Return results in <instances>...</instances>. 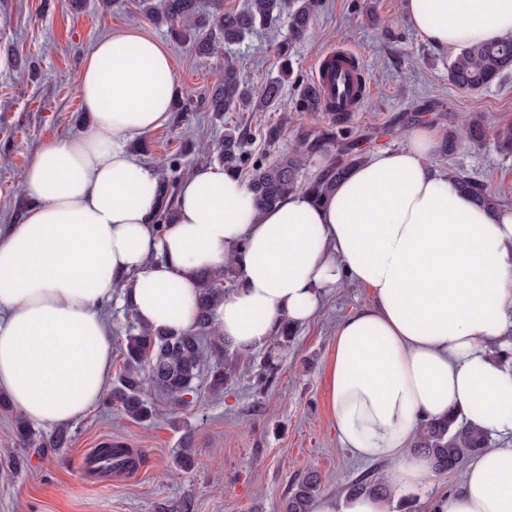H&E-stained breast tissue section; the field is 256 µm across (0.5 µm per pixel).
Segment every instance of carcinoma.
<instances>
[{"mask_svg": "<svg viewBox=\"0 0 512 512\" xmlns=\"http://www.w3.org/2000/svg\"><path fill=\"white\" fill-rule=\"evenodd\" d=\"M211 2L212 7L208 12L199 9L197 0H135L134 7L147 18L177 27V34L190 40L194 52L199 55L213 53L219 43L238 44L256 28L268 26L278 20L283 12H288V44H282L277 49L279 78L266 82L255 93L236 63L227 61L224 64V77L208 99L209 110L220 118L226 112L237 111L241 105L260 110L275 106L281 97L282 84L291 77L287 63L288 46L305 36L318 0H292L288 11L285 10V0H251L250 6L241 11L224 9V0ZM507 70H512V36L495 43L476 44L460 50L448 64V82L460 89L477 91ZM294 108L301 115L319 110L313 86L304 87ZM331 117L332 124L320 136L311 138L305 134L301 138L300 149L283 154L268 164H257L248 171L244 170L245 133L234 130L224 133V138L216 144V151L224 170L239 176L247 174L255 206L260 210L279 203L288 192L297 189H304L315 200L321 201L336 189L337 184L353 167L364 161L363 150L350 139L352 115L347 113L338 116L333 113ZM462 135L473 144L482 143L486 135L482 118L473 115L466 119ZM333 144L337 145L336 153L327 160L318 175L307 183L299 182L307 159L326 152ZM449 176L455 178L459 188L480 206L489 209L504 206L501 197L492 192L484 181L459 171H451ZM157 195L159 212L156 231L161 232L164 229L163 221L168 219L173 207L169 182L158 183ZM223 301L221 274H204L200 279L198 316L193 329L174 331L136 326L128 329L123 352L124 374L119 385L108 395V400L117 404L127 419L138 424L152 421L156 415V406L151 398L154 392L180 403L184 401V396L197 389L205 361V340L218 335L212 312ZM234 372L232 363L215 361L207 376L208 390L213 393L224 391V385L232 379ZM16 435L28 447L60 448L67 440L63 430L50 437L36 433L22 416L16 421ZM490 443V435L458 422L456 417H450L423 421L412 447L428 454L435 472L453 474L469 458L490 448ZM98 458L110 463L108 467L94 470L100 477L121 473L136 466L135 459L126 448L105 445L98 449ZM174 462L184 469L199 465L189 439H184ZM319 487L315 474L305 475L290 492L284 512H310L311 501L319 492ZM386 492V485L364 477L347 488L349 495Z\"/></svg>", "mask_w": 512, "mask_h": 512, "instance_id": "carcinoma-1", "label": "carcinoma"}]
</instances>
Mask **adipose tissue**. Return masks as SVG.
<instances>
[{
	"label": "adipose tissue",
	"mask_w": 512,
	"mask_h": 512,
	"mask_svg": "<svg viewBox=\"0 0 512 512\" xmlns=\"http://www.w3.org/2000/svg\"><path fill=\"white\" fill-rule=\"evenodd\" d=\"M422 38L445 51L512 34V0H407ZM170 51L137 29L100 39L76 79L87 128L44 142L23 173L32 205L0 237V391L25 417L79 419L106 393L104 309L126 302L151 327L192 329L199 276L233 264L239 284L213 312L226 343L268 344L350 280L372 301L336 327L325 364L338 440L390 463L388 495L317 500L312 512H395L434 473L411 448L421 420L457 415L497 436L431 512H512V208L476 206L428 159L432 131L380 150L326 201L304 190L260 212L238 177L200 169L155 232L157 179L126 149L164 125Z\"/></svg>",
	"instance_id": "adipose-tissue-1"
}]
</instances>
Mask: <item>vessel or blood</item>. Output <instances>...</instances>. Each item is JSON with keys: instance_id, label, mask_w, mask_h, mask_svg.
<instances>
[{"instance_id": "vessel-or-blood-1", "label": "vessel or blood", "mask_w": 512, "mask_h": 512, "mask_svg": "<svg viewBox=\"0 0 512 512\" xmlns=\"http://www.w3.org/2000/svg\"><path fill=\"white\" fill-rule=\"evenodd\" d=\"M351 53L339 50L314 64V81L320 92L323 111L359 112L368 92L358 83L350 66Z\"/></svg>"}]
</instances>
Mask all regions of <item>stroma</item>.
Listing matches in <instances>:
<instances>
[{"mask_svg": "<svg viewBox=\"0 0 512 512\" xmlns=\"http://www.w3.org/2000/svg\"><path fill=\"white\" fill-rule=\"evenodd\" d=\"M405 0H319L306 37L290 52L296 77L278 106L244 107L225 117L210 112L207 98L235 57L255 86L277 75L274 48L288 35V20L208 57L189 43L135 12L129 0H0V234L19 223L30 206L22 173L45 140L81 132L90 122L76 93L84 57L104 34L137 28L162 42L174 62V102L189 112L171 111L166 124L130 139L127 148L158 177H192L199 167L220 161L204 156V145L220 140L225 126L244 129L249 163H269L294 149L302 134L327 127L326 112L297 115L293 102L313 81L317 59L333 50L353 52L369 95L352 124V138L365 154L398 150L421 128L447 135L472 113H484V144L460 142L449 154L434 153L429 164L454 168L484 180L512 204V155L495 147L497 131L512 124V72L477 92L448 82L452 52L435 49L410 24ZM370 289L346 281L322 300L318 314L299 331L266 385L255 374L270 353H243V366L224 393L199 386L184 403L155 396L154 422L142 426L101 402L66 424L62 448H25L13 417L0 413V512H283L293 486L316 472L321 496L344 494L362 476L385 481V462H360L342 448L328 410L324 365L334 346L338 321L370 304ZM190 436L200 460L194 470L175 466L183 436ZM111 437L140 455L130 475L96 479L80 473L82 458Z\"/></svg>", "mask_w": 512, "mask_h": 512, "instance_id": "1", "label": "stroma"}]
</instances>
